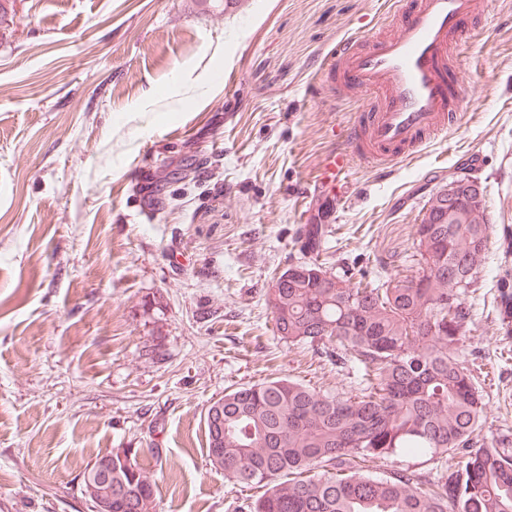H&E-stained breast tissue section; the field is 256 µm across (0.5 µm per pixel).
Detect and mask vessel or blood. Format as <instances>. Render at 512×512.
Masks as SVG:
<instances>
[{
  "instance_id": "obj_1",
  "label": "vessel or blood",
  "mask_w": 512,
  "mask_h": 512,
  "mask_svg": "<svg viewBox=\"0 0 512 512\" xmlns=\"http://www.w3.org/2000/svg\"><path fill=\"white\" fill-rule=\"evenodd\" d=\"M485 9V0H387L370 34L337 42L325 81L337 100L357 101L322 165L337 197L352 167L386 174L458 125L466 102L459 57Z\"/></svg>"
}]
</instances>
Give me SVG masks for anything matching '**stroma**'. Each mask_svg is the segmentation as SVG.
<instances>
[{"label":"stroma","mask_w":512,"mask_h":512,"mask_svg":"<svg viewBox=\"0 0 512 512\" xmlns=\"http://www.w3.org/2000/svg\"><path fill=\"white\" fill-rule=\"evenodd\" d=\"M383 0H0V512H91L81 472L132 448L157 512H238L253 491L210 464L225 390L286 376L350 391L357 369L272 331L274 275L321 229L332 273L383 282L448 179L477 178L495 227L463 345L512 448V0L464 49L460 124L334 205L321 165L355 110L320 66Z\"/></svg>","instance_id":"35a3bbf8"}]
</instances>
